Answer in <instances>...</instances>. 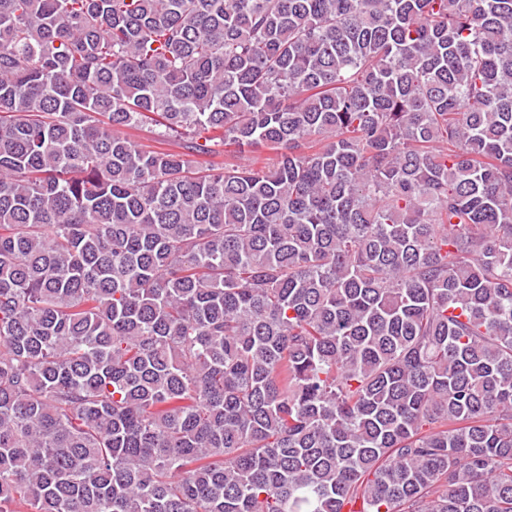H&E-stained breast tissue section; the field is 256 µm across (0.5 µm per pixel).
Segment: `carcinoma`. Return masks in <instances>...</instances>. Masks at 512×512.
<instances>
[{
    "label": "carcinoma",
    "mask_w": 512,
    "mask_h": 512,
    "mask_svg": "<svg viewBox=\"0 0 512 512\" xmlns=\"http://www.w3.org/2000/svg\"><path fill=\"white\" fill-rule=\"evenodd\" d=\"M0 512H512V0H0Z\"/></svg>",
    "instance_id": "1"
}]
</instances>
